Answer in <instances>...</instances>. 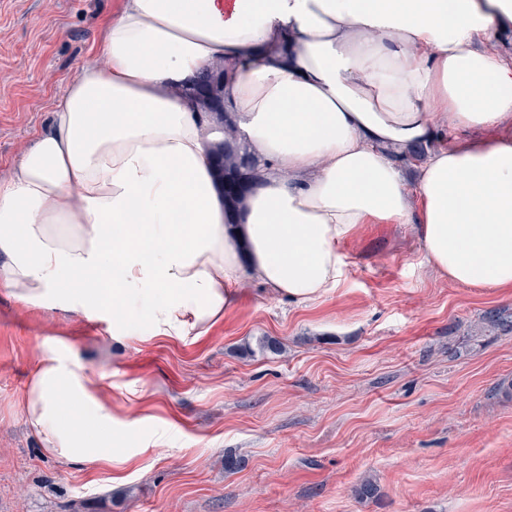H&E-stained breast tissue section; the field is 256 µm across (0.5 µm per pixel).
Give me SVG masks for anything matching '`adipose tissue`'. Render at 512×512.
<instances>
[{"mask_svg": "<svg viewBox=\"0 0 512 512\" xmlns=\"http://www.w3.org/2000/svg\"><path fill=\"white\" fill-rule=\"evenodd\" d=\"M510 29L512 0H122L0 182V285L110 318L118 343L140 323L184 341L247 283L320 300L343 282L342 244L408 224L438 276L512 290ZM218 62L251 162L230 214L212 176L221 132L195 102ZM25 405L50 455L113 465L112 413L71 355L42 357Z\"/></svg>", "mask_w": 512, "mask_h": 512, "instance_id": "ef3b65f1", "label": "adipose tissue"}]
</instances>
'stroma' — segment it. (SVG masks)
I'll return each mask as SVG.
<instances>
[{
    "instance_id": "1",
    "label": "stroma",
    "mask_w": 512,
    "mask_h": 512,
    "mask_svg": "<svg viewBox=\"0 0 512 512\" xmlns=\"http://www.w3.org/2000/svg\"><path fill=\"white\" fill-rule=\"evenodd\" d=\"M121 0H0V180L45 133ZM345 280L295 305L244 288L187 341L125 343L108 325L24 306L0 286V512H512V332H472L512 292L432 274L402 224L342 245ZM280 344L261 352L259 337ZM69 352L112 412L121 468L46 453L23 402L48 350ZM240 465L228 471L225 456ZM374 497L356 493L364 480Z\"/></svg>"
}]
</instances>
